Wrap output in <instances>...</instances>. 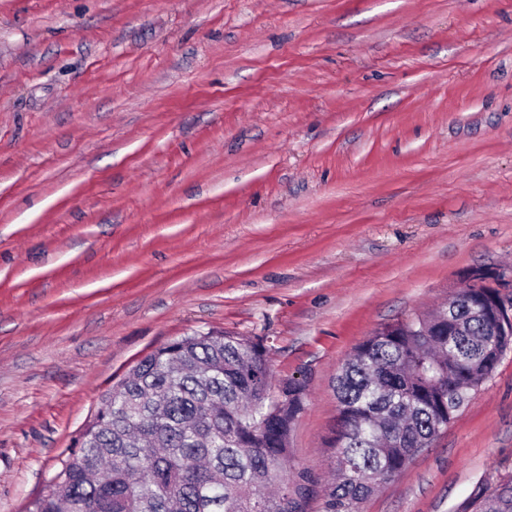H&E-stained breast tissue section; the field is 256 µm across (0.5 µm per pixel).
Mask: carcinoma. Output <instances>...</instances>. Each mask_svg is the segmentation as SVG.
Here are the masks:
<instances>
[{
    "mask_svg": "<svg viewBox=\"0 0 512 512\" xmlns=\"http://www.w3.org/2000/svg\"><path fill=\"white\" fill-rule=\"evenodd\" d=\"M512 334L460 289L448 305L388 323L336 376L338 430L324 512H359L448 426L493 374ZM268 350L230 332L182 336L112 388L30 512H307L317 493L292 465L305 385L271 392ZM476 512H512V483Z\"/></svg>",
    "mask_w": 512,
    "mask_h": 512,
    "instance_id": "1",
    "label": "carcinoma"
}]
</instances>
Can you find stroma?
Returning <instances> with one entry per match:
<instances>
[{"mask_svg":"<svg viewBox=\"0 0 512 512\" xmlns=\"http://www.w3.org/2000/svg\"><path fill=\"white\" fill-rule=\"evenodd\" d=\"M512 272V0H0V512L190 333L307 387L385 324ZM512 481V351L360 512H474Z\"/></svg>","mask_w":512,"mask_h":512,"instance_id":"stroma-1","label":"stroma"}]
</instances>
